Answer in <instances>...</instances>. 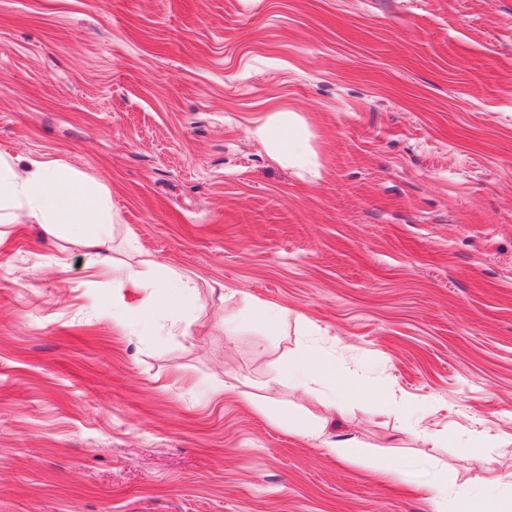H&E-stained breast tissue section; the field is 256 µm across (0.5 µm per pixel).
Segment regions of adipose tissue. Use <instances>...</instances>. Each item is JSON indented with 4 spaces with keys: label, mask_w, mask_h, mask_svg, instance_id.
I'll use <instances>...</instances> for the list:
<instances>
[{
    "label": "adipose tissue",
    "mask_w": 512,
    "mask_h": 512,
    "mask_svg": "<svg viewBox=\"0 0 512 512\" xmlns=\"http://www.w3.org/2000/svg\"><path fill=\"white\" fill-rule=\"evenodd\" d=\"M254 134L273 162L302 176L319 177L320 163L311 143L312 133L300 113L275 111L255 127ZM12 215L25 216L40 225L48 237L66 231L74 234L92 262L114 268L113 289L154 290L155 309L188 305L197 299L196 282L176 269H166L158 278L150 279L143 270L116 266L112 256L115 215L108 190L60 160L0 156V222H7ZM321 380L327 383L329 410L339 411L343 399L357 391L394 414L404 412L400 402L387 399L380 388L363 385L355 390L344 384L335 362L314 348L305 349L289 363L287 379H274L266 390L273 395L287 381L306 387Z\"/></svg>",
    "instance_id": "1"
}]
</instances>
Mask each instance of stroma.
Listing matches in <instances>:
<instances>
[{"instance_id":"obj_1","label":"stroma","mask_w":512,"mask_h":512,"mask_svg":"<svg viewBox=\"0 0 512 512\" xmlns=\"http://www.w3.org/2000/svg\"><path fill=\"white\" fill-rule=\"evenodd\" d=\"M282 109L320 179L254 136ZM1 153L105 185L113 256L199 300L171 320L0 223V512H438L404 484L443 467L512 492V0H0ZM256 299L285 322L225 335ZM306 345L405 418L289 432L327 413L319 384L264 399Z\"/></svg>"}]
</instances>
